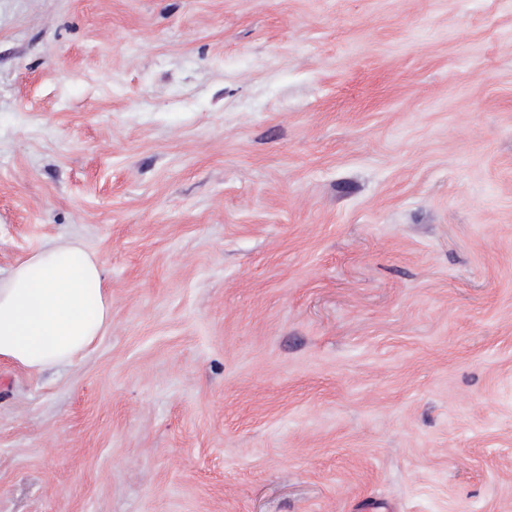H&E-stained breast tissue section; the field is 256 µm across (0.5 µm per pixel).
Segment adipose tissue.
I'll return each mask as SVG.
<instances>
[{
    "instance_id": "adipose-tissue-1",
    "label": "adipose tissue",
    "mask_w": 512,
    "mask_h": 512,
    "mask_svg": "<svg viewBox=\"0 0 512 512\" xmlns=\"http://www.w3.org/2000/svg\"><path fill=\"white\" fill-rule=\"evenodd\" d=\"M111 323L101 263L80 243H51L0 275V361L36 373L66 367Z\"/></svg>"
}]
</instances>
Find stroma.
<instances>
[{"label": "stroma", "instance_id": "35a3bbf8", "mask_svg": "<svg viewBox=\"0 0 512 512\" xmlns=\"http://www.w3.org/2000/svg\"><path fill=\"white\" fill-rule=\"evenodd\" d=\"M0 512H512V0H0ZM112 323L99 259L51 243L0 274V361L40 373L71 365Z\"/></svg>", "mask_w": 512, "mask_h": 512}]
</instances>
